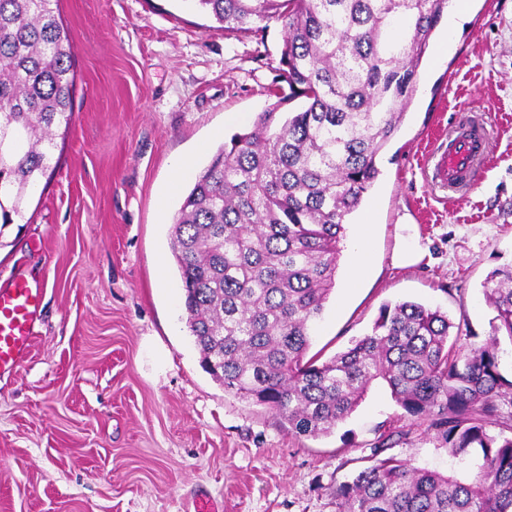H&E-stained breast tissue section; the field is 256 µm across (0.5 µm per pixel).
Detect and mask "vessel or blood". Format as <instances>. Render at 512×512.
Here are the masks:
<instances>
[{"label": "vessel or blood", "instance_id": "obj_1", "mask_svg": "<svg viewBox=\"0 0 512 512\" xmlns=\"http://www.w3.org/2000/svg\"><path fill=\"white\" fill-rule=\"evenodd\" d=\"M486 143L480 127H461L434 157L433 177L444 188L466 187L481 160ZM40 290L35 280L20 278L0 287V370L19 367L33 334Z\"/></svg>", "mask_w": 512, "mask_h": 512}]
</instances>
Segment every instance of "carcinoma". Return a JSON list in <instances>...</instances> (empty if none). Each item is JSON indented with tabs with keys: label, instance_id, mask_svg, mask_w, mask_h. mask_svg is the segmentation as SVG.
Instances as JSON below:
<instances>
[{
	"label": "carcinoma",
	"instance_id": "obj_1",
	"mask_svg": "<svg viewBox=\"0 0 512 512\" xmlns=\"http://www.w3.org/2000/svg\"><path fill=\"white\" fill-rule=\"evenodd\" d=\"M58 2L0 0V227L23 218L54 170V128L72 121V36ZM189 2L228 33L272 18L287 29L277 102L218 149L171 227L204 367L307 437L330 434L380 381L450 457H482L467 479L379 459L336 488V512H512V436L488 430L512 404L499 355L500 338L512 342L511 265L485 286L491 335L465 351L447 313L404 301L384 305L346 351L307 356L347 217L379 174L449 0Z\"/></svg>",
	"mask_w": 512,
	"mask_h": 512
}]
</instances>
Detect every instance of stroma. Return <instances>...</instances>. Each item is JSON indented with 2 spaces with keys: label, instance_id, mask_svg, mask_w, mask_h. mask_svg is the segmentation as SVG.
I'll return each instance as SVG.
<instances>
[{
  "label": "stroma",
  "instance_id": "35a3bbf8",
  "mask_svg": "<svg viewBox=\"0 0 512 512\" xmlns=\"http://www.w3.org/2000/svg\"><path fill=\"white\" fill-rule=\"evenodd\" d=\"M73 38L74 115L56 128L49 181L0 231V286L43 292L18 370L0 374V512H336L334 492L375 452L465 477L381 383L330 435L290 434L201 366L170 245L193 185L171 160L206 167L274 104L281 20L226 36L187 0H59ZM469 111L490 131L473 189L432 182L431 153ZM238 122H231V115ZM359 212L373 210L370 264L348 285L349 240L312 337L330 358L370 332L381 307L416 301L479 339L484 283L512 265V0H450L417 91ZM416 243L421 260L397 266Z\"/></svg>",
  "mask_w": 512,
  "mask_h": 512
}]
</instances>
